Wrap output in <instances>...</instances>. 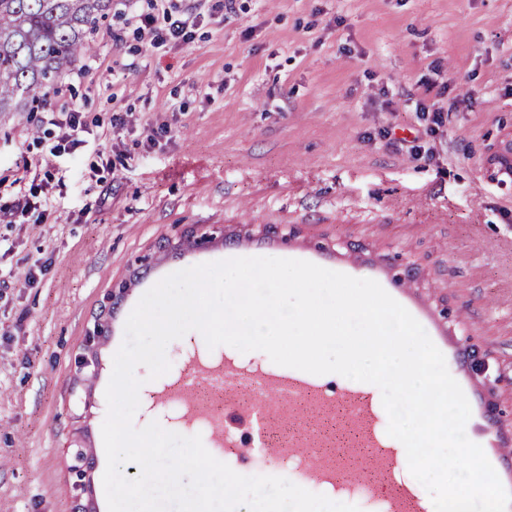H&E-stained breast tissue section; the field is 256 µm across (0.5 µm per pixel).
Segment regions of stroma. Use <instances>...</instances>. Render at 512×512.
<instances>
[{
  "label": "stroma",
  "mask_w": 512,
  "mask_h": 512,
  "mask_svg": "<svg viewBox=\"0 0 512 512\" xmlns=\"http://www.w3.org/2000/svg\"><path fill=\"white\" fill-rule=\"evenodd\" d=\"M192 31L149 43L113 4L83 76L54 89L53 104L81 107L76 152L52 156L43 113L0 114V205L35 182L53 192L42 223L0 214V512H107L101 427L125 322L165 276L231 256L390 289L465 358L454 373L512 457V176L493 162L512 138V0H236L233 18L206 8ZM101 316L109 330L87 344ZM232 353L192 331L168 344L165 375L137 367L134 428L211 446L224 395L198 388L191 418L160 392ZM82 356L93 370L79 372ZM77 445L93 459L80 486ZM217 457L247 476L295 461Z\"/></svg>",
  "instance_id": "1"
}]
</instances>
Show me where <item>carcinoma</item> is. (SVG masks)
<instances>
[{
  "mask_svg": "<svg viewBox=\"0 0 512 512\" xmlns=\"http://www.w3.org/2000/svg\"><path fill=\"white\" fill-rule=\"evenodd\" d=\"M112 0H0V113L25 112L89 56Z\"/></svg>",
  "mask_w": 512,
  "mask_h": 512,
  "instance_id": "carcinoma-1",
  "label": "carcinoma"
}]
</instances>
